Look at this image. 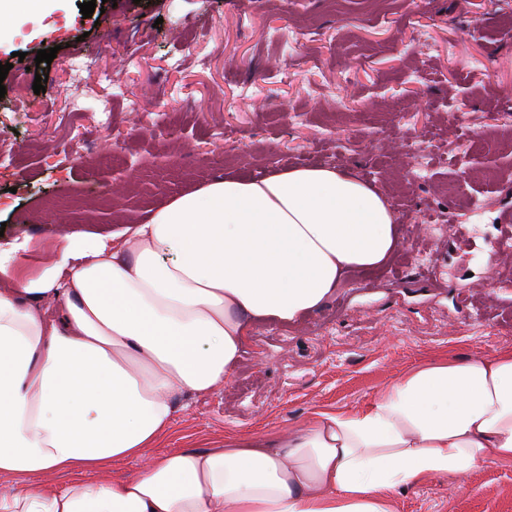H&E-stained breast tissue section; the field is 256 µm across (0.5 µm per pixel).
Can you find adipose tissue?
Instances as JSON below:
<instances>
[{"mask_svg":"<svg viewBox=\"0 0 512 512\" xmlns=\"http://www.w3.org/2000/svg\"><path fill=\"white\" fill-rule=\"evenodd\" d=\"M58 240L34 277L29 242L0 247V476L25 480L0 512H392L397 488L512 461V349L408 369L273 437L155 454L179 395L223 387L255 327L297 323L398 250L385 197L346 169L216 179ZM127 458L141 470L109 476Z\"/></svg>","mask_w":512,"mask_h":512,"instance_id":"1","label":"adipose tissue"}]
</instances>
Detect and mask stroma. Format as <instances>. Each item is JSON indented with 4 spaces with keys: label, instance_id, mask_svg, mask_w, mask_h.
Returning a JSON list of instances; mask_svg holds the SVG:
<instances>
[{
    "label": "stroma",
    "instance_id": "stroma-1",
    "mask_svg": "<svg viewBox=\"0 0 512 512\" xmlns=\"http://www.w3.org/2000/svg\"><path fill=\"white\" fill-rule=\"evenodd\" d=\"M78 3L24 0L0 25V244L30 240L27 271L61 224L108 233L292 166L347 169L402 230L383 268L256 328L223 388L181 396L161 452L297 429L432 359L512 348V0ZM393 512H512V462L431 476Z\"/></svg>",
    "mask_w": 512,
    "mask_h": 512
}]
</instances>
